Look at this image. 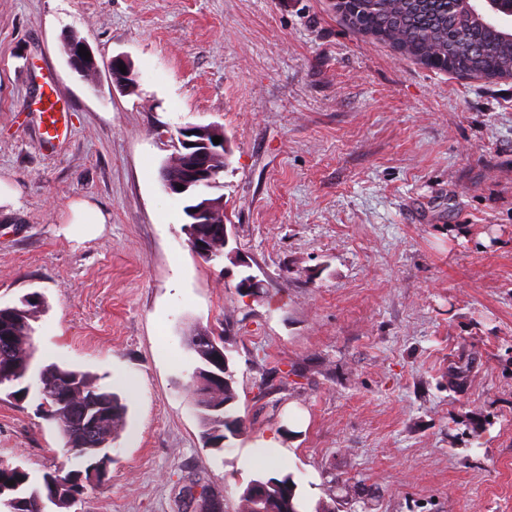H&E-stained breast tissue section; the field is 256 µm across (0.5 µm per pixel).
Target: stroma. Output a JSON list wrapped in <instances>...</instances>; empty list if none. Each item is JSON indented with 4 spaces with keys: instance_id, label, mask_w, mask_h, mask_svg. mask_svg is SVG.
Listing matches in <instances>:
<instances>
[{
    "instance_id": "1",
    "label": "stroma",
    "mask_w": 512,
    "mask_h": 512,
    "mask_svg": "<svg viewBox=\"0 0 512 512\" xmlns=\"http://www.w3.org/2000/svg\"><path fill=\"white\" fill-rule=\"evenodd\" d=\"M205 125L230 150L239 266L192 252L189 200L160 177L179 128ZM0 179V306L41 294L36 366L128 406L71 512H193V484L234 512L276 472L329 512H512V79L407 59L335 0H0ZM80 200L107 223L70 224ZM196 332L231 339L245 428L220 448L188 392ZM0 461L73 466L37 393L0 400Z\"/></svg>"
}]
</instances>
